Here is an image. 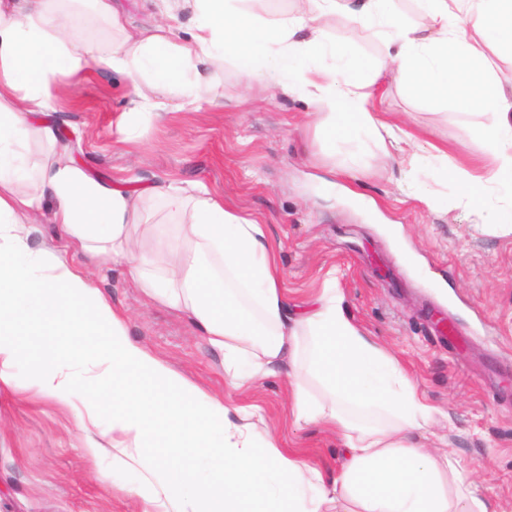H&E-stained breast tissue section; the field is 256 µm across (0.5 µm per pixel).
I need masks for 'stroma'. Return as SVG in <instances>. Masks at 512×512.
<instances>
[{"mask_svg":"<svg viewBox=\"0 0 512 512\" xmlns=\"http://www.w3.org/2000/svg\"><path fill=\"white\" fill-rule=\"evenodd\" d=\"M325 30L364 65L386 54L375 30L344 17ZM381 90L372 107L416 142L414 157L395 156L386 173L372 142L330 146L305 101L249 90L229 60L214 68L200 109L142 117L129 142V88L114 74L91 68L80 82L62 81L42 118L93 177L201 182L223 194L225 209L264 225L292 304L305 306L335 272L352 320L436 408L445 448L497 512H512V224L485 223L456 204L457 169L490 164L480 132L493 118L428 103L389 75ZM438 149L448 174L435 179L428 167ZM86 272L125 311L134 340L204 393L259 406L280 448L336 477L341 441L295 420L285 372L236 387L188 320L148 304L123 267L93 263ZM85 439L52 400L1 388L0 512H141L139 498L84 454Z\"/></svg>","mask_w":512,"mask_h":512,"instance_id":"35a3bbf8","label":"stroma"}]
</instances>
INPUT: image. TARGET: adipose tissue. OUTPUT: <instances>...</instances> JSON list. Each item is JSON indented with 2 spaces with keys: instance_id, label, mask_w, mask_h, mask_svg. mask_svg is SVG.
<instances>
[{
  "instance_id": "adipose-tissue-1",
  "label": "adipose tissue",
  "mask_w": 512,
  "mask_h": 512,
  "mask_svg": "<svg viewBox=\"0 0 512 512\" xmlns=\"http://www.w3.org/2000/svg\"><path fill=\"white\" fill-rule=\"evenodd\" d=\"M243 2L157 0L164 16L195 10L182 41L162 24L129 25L112 0H0V387L14 385L15 363L28 359L35 392L73 409L87 432L85 454L111 457L159 512H490L453 455L422 444L434 408L351 320L335 277L306 308L291 309L263 225L225 210L223 196L201 184L94 179L38 115L52 109L60 80L89 66L129 83L133 112L191 105L229 55L251 84L310 103L329 142L366 138L387 161L410 136L369 107L366 90L390 71L429 102L492 115L481 132L492 163L481 174L461 171L460 201L484 210L487 223L511 224L512 89L488 51L512 53V0H420L414 24L391 0H294L291 14L269 20ZM339 13L381 28L386 56L365 69L330 44L323 23ZM83 14L120 40L103 47L74 32ZM33 140L46 152L29 168L16 150ZM152 196L179 216L176 241L165 217L143 219ZM48 200L60 246L35 250L26 226ZM83 259L125 267L152 302L184 313L225 370L246 362L240 382L289 369L296 420L343 440L336 479L261 434L256 406L228 407L133 341ZM311 378L323 397L309 392ZM160 438L171 452L146 454Z\"/></svg>"
}]
</instances>
